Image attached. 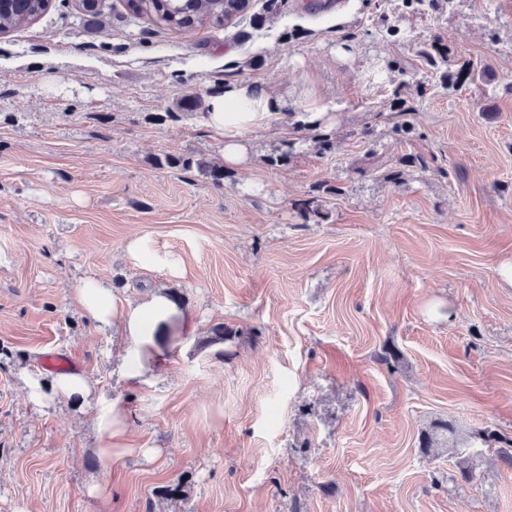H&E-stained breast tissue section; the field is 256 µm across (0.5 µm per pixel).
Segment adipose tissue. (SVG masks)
I'll return each mask as SVG.
<instances>
[{"label": "adipose tissue", "instance_id": "1", "mask_svg": "<svg viewBox=\"0 0 512 512\" xmlns=\"http://www.w3.org/2000/svg\"><path fill=\"white\" fill-rule=\"evenodd\" d=\"M208 110L202 120L209 128L223 133L226 163L242 160L245 149L240 141L243 130L262 124L276 116L277 99L256 95L249 86L229 84L223 93L210 96ZM129 264L167 271L173 278L183 275L182 264L172 253L148 249L143 238H130L125 244ZM79 305L104 328L117 327L128 342L122 358V376L127 383L138 384L161 364L169 342L191 333L195 328L194 314L174 299L168 288L161 287L140 298L117 304L111 288L101 280L89 277L76 290ZM25 384L34 404H43L52 396L73 402H88L93 394L88 377L79 371L56 373L50 382L27 378Z\"/></svg>", "mask_w": 512, "mask_h": 512}]
</instances>
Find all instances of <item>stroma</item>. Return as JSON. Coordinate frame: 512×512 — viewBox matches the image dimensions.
<instances>
[{"label": "stroma", "mask_w": 512, "mask_h": 512, "mask_svg": "<svg viewBox=\"0 0 512 512\" xmlns=\"http://www.w3.org/2000/svg\"><path fill=\"white\" fill-rule=\"evenodd\" d=\"M303 3L250 0L227 26L175 34L104 0L101 30L55 7L0 34V512H512V465L477 438L512 439V0ZM435 38L483 76L419 95ZM220 82L281 96L285 118L244 131L223 185L156 167L221 161L200 115L168 117ZM396 94L414 133L394 130ZM314 110L333 153L295 128ZM287 143L288 166L268 167ZM414 156L427 169L403 167ZM311 197L322 223L298 213ZM134 234L182 278L129 265ZM87 276L122 303L168 287L197 326L128 385L118 331L75 302ZM219 323L234 342L209 343ZM50 351L92 379L91 409L29 399ZM112 402L131 452L104 461L93 420ZM438 421L455 442L424 452Z\"/></svg>", "instance_id": "1"}]
</instances>
